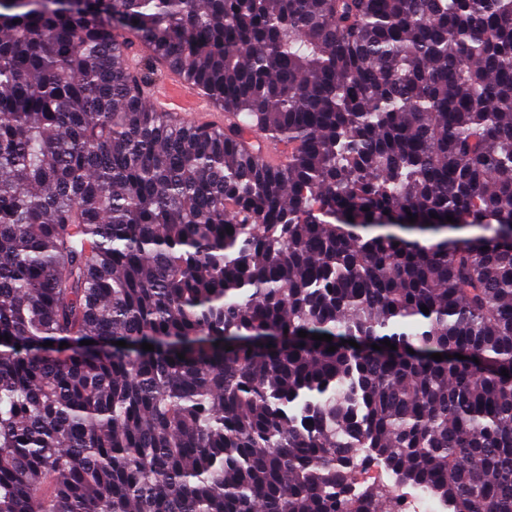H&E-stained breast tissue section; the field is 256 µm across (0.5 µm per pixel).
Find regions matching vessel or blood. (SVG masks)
<instances>
[{"label": "vessel or blood", "instance_id": "obj_1", "mask_svg": "<svg viewBox=\"0 0 512 512\" xmlns=\"http://www.w3.org/2000/svg\"><path fill=\"white\" fill-rule=\"evenodd\" d=\"M148 104L176 123L210 125L224 121L223 114L215 112L211 99L191 83L174 75L167 76L153 89Z\"/></svg>", "mask_w": 512, "mask_h": 512}]
</instances>
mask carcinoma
I'll list each match as a JSON object with an SVG mask.
<instances>
[{
  "instance_id": "1",
  "label": "carcinoma",
  "mask_w": 512,
  "mask_h": 512,
  "mask_svg": "<svg viewBox=\"0 0 512 512\" xmlns=\"http://www.w3.org/2000/svg\"><path fill=\"white\" fill-rule=\"evenodd\" d=\"M407 489L512 512V0H0V512ZM147 103L155 112L165 113L176 123L224 125V114L213 112L211 99L191 83L171 74L153 89Z\"/></svg>"
}]
</instances>
